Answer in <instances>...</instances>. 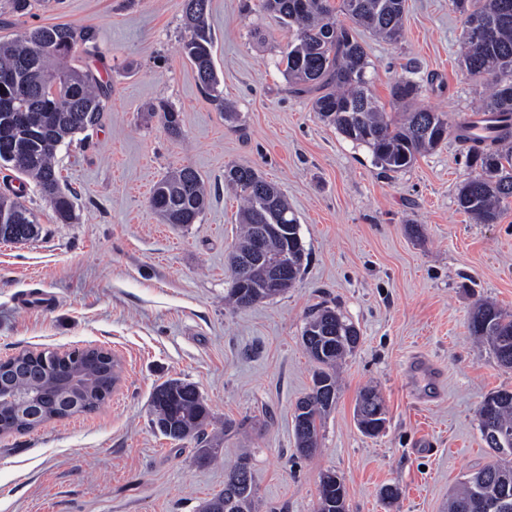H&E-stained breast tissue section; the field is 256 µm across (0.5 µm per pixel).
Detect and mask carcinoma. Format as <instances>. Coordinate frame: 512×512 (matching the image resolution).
Masks as SVG:
<instances>
[{"instance_id":"cac0c4a2","label":"carcinoma","mask_w":512,"mask_h":512,"mask_svg":"<svg viewBox=\"0 0 512 512\" xmlns=\"http://www.w3.org/2000/svg\"><path fill=\"white\" fill-rule=\"evenodd\" d=\"M296 0H264V9L283 26L294 32L281 63L288 81L297 86H316L322 93L312 99V110L333 125L344 138L367 146L374 162L382 168L399 172L413 165L417 157L435 149L448 135V121L442 112L413 107L405 118L397 120L369 92L366 78L367 55L359 40V30L396 41L401 36L406 0H306L303 9L294 7ZM464 16V63L467 71L488 85L490 96L478 108L483 117L457 127L456 138L469 145V153L485 171L483 179H468L458 188L456 203L479 224H495L502 205L512 198V21L496 25V35L489 47H479L473 40L469 23L474 19H494L499 0H452ZM209 0H184L183 21L186 36L182 53L196 69L202 88L216 91L219 80L213 61L214 37L207 20ZM341 12L351 26L336 24L335 12ZM87 32L65 24L41 25L29 29L13 40L0 41V79L12 75L35 85L30 98L17 97L11 85H0V96L14 102L13 111L31 112L35 121L50 137L30 141L25 152L15 158L0 160L12 163L29 177L42 196L52 205L57 218L70 222L74 217L73 195L62 191L54 155L57 148L74 134L96 127L105 111L107 87L90 69L68 62L74 46L91 41ZM418 86L401 80L391 87L396 101L412 103ZM161 119L168 132L181 135L180 113L162 103ZM224 181L239 191L244 206L239 214L243 224L242 239L232 250L235 255L250 253L253 237L260 224H279L282 220L297 223L284 195L264 180L249 165H234L224 172ZM209 202L208 192L198 171L183 167L159 181L154 187L151 204L167 224H194ZM15 217V227L22 228L36 220L25 205L0 196V210ZM247 294L230 288L228 301L235 307H248L266 299V295ZM345 329L332 339V348L318 360L310 392L300 400L304 412L294 416L296 450L303 457L313 455L324 420L336 405L339 385L336 364L357 348L359 334L354 324L336 315ZM472 335L485 339L498 363L512 368V353H500L501 331L512 330V314L495 304L482 302L472 313ZM155 423L169 425L171 440L193 438L198 458L211 457L212 448L205 437L210 410L195 387L173 388V382L159 385L151 397ZM480 425L488 422L512 431V399L496 404L485 416L478 409ZM239 466L224 479V491L209 499L201 512H255V488L252 473L237 479ZM512 481V468L503 474ZM487 465L467 476L459 491L448 502V512H480L474 500L481 485H497L503 476ZM316 512H347L345 484L320 482Z\"/></svg>"}]
</instances>
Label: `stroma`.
<instances>
[{
  "label": "stroma",
  "mask_w": 512,
  "mask_h": 512,
  "mask_svg": "<svg viewBox=\"0 0 512 512\" xmlns=\"http://www.w3.org/2000/svg\"><path fill=\"white\" fill-rule=\"evenodd\" d=\"M26 14L0 0V40L46 24L90 32V56L73 63L108 85L100 127L56 151L75 219L60 222L35 184L24 204L39 236L0 243V360L22 351L111 348L120 383L97 409L0 437V512H198L224 475L251 451L257 512H315L333 471L348 512H448V494L490 461L477 410L512 391V369L469 332L481 300L512 312V205L498 223L459 210L456 193L474 166L448 137L394 173L369 148L312 112L281 59L289 33L262 0H210L208 24L229 119L201 90L180 46L183 0H30ZM463 18L450 0H406L397 42L362 34L369 90L385 111L400 79L418 83L419 105L449 127L487 95L459 53ZM181 114L171 136L155 108ZM247 164L285 194L309 262L292 288L247 308L228 307L229 255L240 198L224 182ZM189 166L210 188L195 224L162 223L155 184ZM328 307L352 322L360 343L340 368L341 391L320 445L297 454L294 407L316 362L302 333ZM196 386L217 449L199 462L192 440L152 423L164 381ZM375 388L387 426L375 437L355 419L360 391ZM398 486V508L380 498Z\"/></svg>",
  "instance_id": "obj_1"
}]
</instances>
